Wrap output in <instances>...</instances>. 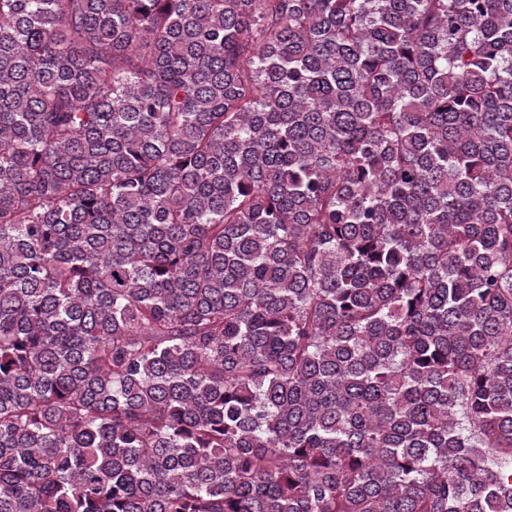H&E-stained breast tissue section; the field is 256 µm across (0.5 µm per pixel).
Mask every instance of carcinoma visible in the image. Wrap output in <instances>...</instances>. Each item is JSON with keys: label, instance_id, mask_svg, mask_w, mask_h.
<instances>
[{"label": "carcinoma", "instance_id": "obj_1", "mask_svg": "<svg viewBox=\"0 0 512 512\" xmlns=\"http://www.w3.org/2000/svg\"><path fill=\"white\" fill-rule=\"evenodd\" d=\"M0 512H512V0H0Z\"/></svg>", "mask_w": 512, "mask_h": 512}]
</instances>
